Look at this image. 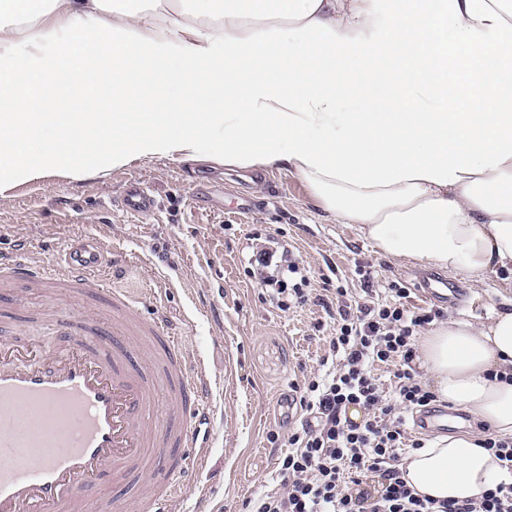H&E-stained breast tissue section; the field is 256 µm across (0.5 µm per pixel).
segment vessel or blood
I'll return each mask as SVG.
<instances>
[{"label": "vessel or blood", "instance_id": "vessel-or-blood-1", "mask_svg": "<svg viewBox=\"0 0 512 512\" xmlns=\"http://www.w3.org/2000/svg\"><path fill=\"white\" fill-rule=\"evenodd\" d=\"M127 213L156 201L130 189ZM125 264L93 239L67 245L46 269L27 243L0 256V282L90 296L109 317L57 311L45 340L0 342V512H127L118 489L139 483L137 512H172L180 483L200 467L217 422L204 358L188 359L129 293L102 286ZM434 301L457 285L419 284ZM115 489L102 503V489Z\"/></svg>", "mask_w": 512, "mask_h": 512}]
</instances>
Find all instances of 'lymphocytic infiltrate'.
Listing matches in <instances>:
<instances>
[{
    "mask_svg": "<svg viewBox=\"0 0 512 512\" xmlns=\"http://www.w3.org/2000/svg\"><path fill=\"white\" fill-rule=\"evenodd\" d=\"M395 302L355 303L345 289L336 300L310 296L301 283L276 282V305L287 311L313 303L336 328L317 374L299 399L307 414L288 433L280 478L261 491L249 512H512V484L501 483L481 500H437L415 494L403 478L398 452L408 441L405 416L436 397L416 379L417 333L431 312L406 308L407 290ZM386 367V390L376 367Z\"/></svg>",
    "mask_w": 512,
    "mask_h": 512,
    "instance_id": "obj_1",
    "label": "lymphocytic infiltrate"
}]
</instances>
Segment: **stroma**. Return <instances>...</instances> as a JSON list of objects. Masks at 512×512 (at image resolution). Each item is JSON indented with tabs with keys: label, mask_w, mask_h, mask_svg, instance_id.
Returning a JSON list of instances; mask_svg holds the SVG:
<instances>
[{
	"label": "stroma",
	"mask_w": 512,
	"mask_h": 512,
	"mask_svg": "<svg viewBox=\"0 0 512 512\" xmlns=\"http://www.w3.org/2000/svg\"><path fill=\"white\" fill-rule=\"evenodd\" d=\"M146 186L156 209L128 216L121 201ZM118 248L131 266L113 284L141 297L146 313L163 314L190 356H203L218 414L216 446L204 469L179 491L181 512H247L245 504L275 477L295 419L279 417L278 397L301 391L324 354L333 324L321 307L281 311L247 272L253 252L290 251L313 293L343 286L366 301L362 271L376 297L391 302L390 283L407 288V307L483 321L512 310V288L471 287L454 276L458 299L432 302L417 284L425 269L379 256L355 225L327 219L306 184L283 169L242 170L173 158H142L105 178L49 176L0 193V250L28 241L51 265L77 236ZM279 433L270 443V433Z\"/></svg>",
	"instance_id": "35a3bbf8"
}]
</instances>
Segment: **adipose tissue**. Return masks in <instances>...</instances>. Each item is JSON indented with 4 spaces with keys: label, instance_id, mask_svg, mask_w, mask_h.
Instances as JSON below:
<instances>
[{
    "label": "adipose tissue",
    "instance_id": "1",
    "mask_svg": "<svg viewBox=\"0 0 512 512\" xmlns=\"http://www.w3.org/2000/svg\"><path fill=\"white\" fill-rule=\"evenodd\" d=\"M156 156L286 169L381 256L512 281V0H0V192ZM418 348L512 437V311ZM402 469L439 500L512 481L472 434Z\"/></svg>",
    "mask_w": 512,
    "mask_h": 512
}]
</instances>
